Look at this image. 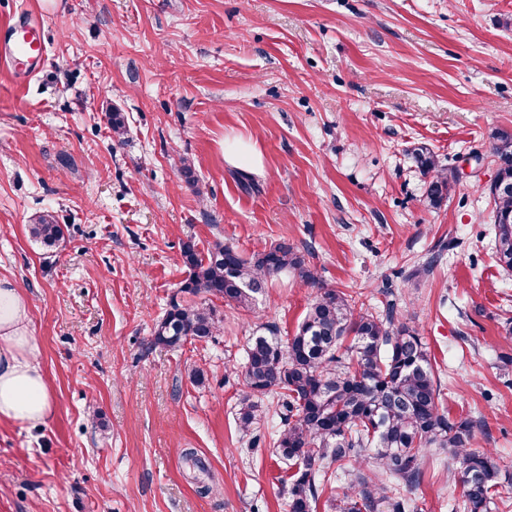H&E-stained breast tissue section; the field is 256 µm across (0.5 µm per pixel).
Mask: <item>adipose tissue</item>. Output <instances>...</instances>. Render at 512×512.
Masks as SVG:
<instances>
[{
    "mask_svg": "<svg viewBox=\"0 0 512 512\" xmlns=\"http://www.w3.org/2000/svg\"><path fill=\"white\" fill-rule=\"evenodd\" d=\"M29 323L24 291L0 277V420L37 427L50 418L53 403Z\"/></svg>",
    "mask_w": 512,
    "mask_h": 512,
    "instance_id": "adipose-tissue-1",
    "label": "adipose tissue"
}]
</instances>
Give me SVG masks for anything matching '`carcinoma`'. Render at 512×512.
I'll return each instance as SVG.
<instances>
[{
  "label": "carcinoma",
  "instance_id": "1",
  "mask_svg": "<svg viewBox=\"0 0 512 512\" xmlns=\"http://www.w3.org/2000/svg\"><path fill=\"white\" fill-rule=\"evenodd\" d=\"M494 151L502 160L501 186L489 190L494 203L496 257L512 270V137L502 135ZM430 205L448 197L453 182L426 147L414 149ZM31 235L53 248L64 239L63 225L47 212L30 226ZM188 270L181 291L200 304H170L150 345L178 348L206 341L220 330L208 297L247 308L253 295L284 273L317 289L297 331L283 344L273 336L251 338L241 378L237 423L247 435L269 413L280 417L275 452L293 462L290 512H315L319 496L338 475L347 477L336 494L334 512H409V493L424 474L425 451L435 446L453 454L454 476L463 484V512H494L499 488L512 473L489 450L473 449L476 421L454 420L439 409L440 384L427 343L396 318L387 304L384 318L356 307L352 295L321 282L304 255L279 242L248 257L222 242L200 256L185 244Z\"/></svg>",
  "mask_w": 512,
  "mask_h": 512
}]
</instances>
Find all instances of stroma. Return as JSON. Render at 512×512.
<instances>
[{
  "instance_id": "obj_1",
  "label": "stroma",
  "mask_w": 512,
  "mask_h": 512,
  "mask_svg": "<svg viewBox=\"0 0 512 512\" xmlns=\"http://www.w3.org/2000/svg\"><path fill=\"white\" fill-rule=\"evenodd\" d=\"M14 22L39 25L45 54L32 74L0 63V277L31 300L55 410L0 421V512H288L280 420L241 435L230 368L251 337L293 335L316 290L280 276L251 307L213 300L209 341L148 348L192 300L188 240L285 241L373 314L395 302L442 408L512 467V271L487 191L493 137L512 133V0H0V36ZM237 143L253 167L225 153ZM420 144L462 175L437 208ZM44 212L67 227L54 249L29 231ZM452 467L430 449L414 512H459Z\"/></svg>"
}]
</instances>
